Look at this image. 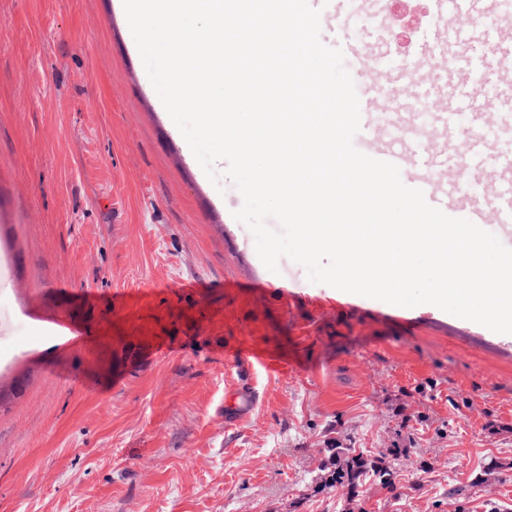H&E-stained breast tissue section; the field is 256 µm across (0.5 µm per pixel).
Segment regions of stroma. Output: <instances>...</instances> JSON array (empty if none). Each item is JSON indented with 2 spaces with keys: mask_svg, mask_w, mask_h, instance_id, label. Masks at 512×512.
<instances>
[{
  "mask_svg": "<svg viewBox=\"0 0 512 512\" xmlns=\"http://www.w3.org/2000/svg\"><path fill=\"white\" fill-rule=\"evenodd\" d=\"M155 97L117 0H0V512H512V341L266 269Z\"/></svg>",
  "mask_w": 512,
  "mask_h": 512,
  "instance_id": "stroma-1",
  "label": "stroma"
}]
</instances>
